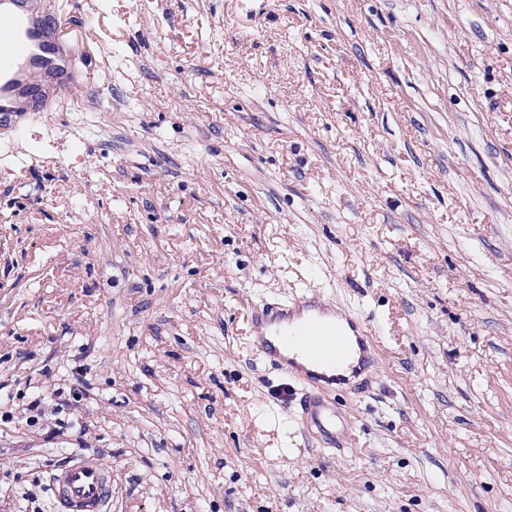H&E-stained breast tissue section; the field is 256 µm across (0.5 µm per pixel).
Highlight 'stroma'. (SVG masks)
Here are the masks:
<instances>
[{"mask_svg":"<svg viewBox=\"0 0 512 512\" xmlns=\"http://www.w3.org/2000/svg\"><path fill=\"white\" fill-rule=\"evenodd\" d=\"M100 90L0 131V512H512V0H83ZM366 319L351 440L247 315ZM45 395V416L26 422ZM49 485L57 512H107L112 505V465L103 459L73 454L51 470Z\"/></svg>","mask_w":512,"mask_h":512,"instance_id":"1","label":"stroma"}]
</instances>
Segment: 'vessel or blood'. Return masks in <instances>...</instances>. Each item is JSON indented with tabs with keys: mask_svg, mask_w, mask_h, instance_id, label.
I'll return each instance as SVG.
<instances>
[{
	"mask_svg": "<svg viewBox=\"0 0 512 512\" xmlns=\"http://www.w3.org/2000/svg\"><path fill=\"white\" fill-rule=\"evenodd\" d=\"M74 49L51 0H0L1 127L20 129L25 113L47 109L65 86L98 87L95 69H75ZM247 323L253 353L293 375L282 398L296 404L302 425L321 442L334 441L343 422L330 394L364 373L365 362L345 371L340 361L354 351L367 353L366 323L343 328L314 297L288 305L262 303L251 309ZM284 344L297 346L318 370H300L281 353ZM49 485L56 512H109L112 505V467L95 456L71 455L66 465L51 470Z\"/></svg>",
	"mask_w": 512,
	"mask_h": 512,
	"instance_id": "obj_1",
	"label": "vessel or blood"
}]
</instances>
